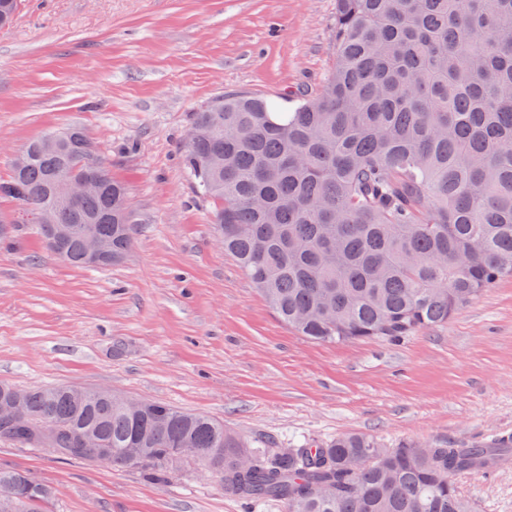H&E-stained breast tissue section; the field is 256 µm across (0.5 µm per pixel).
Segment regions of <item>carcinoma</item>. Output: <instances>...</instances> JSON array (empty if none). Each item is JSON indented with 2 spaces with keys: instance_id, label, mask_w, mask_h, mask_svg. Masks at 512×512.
I'll return each instance as SVG.
<instances>
[{
  "instance_id": "1",
  "label": "carcinoma",
  "mask_w": 512,
  "mask_h": 512,
  "mask_svg": "<svg viewBox=\"0 0 512 512\" xmlns=\"http://www.w3.org/2000/svg\"><path fill=\"white\" fill-rule=\"evenodd\" d=\"M336 63L320 93L290 112L229 94L194 113L184 165L213 201L220 245L269 307L322 344L399 341L448 324L512 277V0H336ZM98 155L79 129L48 134L15 158L0 194L21 224L44 211L71 226L66 261L87 268L85 228L132 243L127 192L109 165L74 206L57 176L90 174ZM31 417L0 439L160 480L210 466L224 493L282 512H470L453 477L512 457V437L478 451L446 441L387 448L363 434L290 448H251L224 423L158 402L79 403L54 386L27 396ZM145 448L139 460L126 449ZM184 448L210 454L185 459ZM48 512L51 487L0 469V499Z\"/></svg>"
}]
</instances>
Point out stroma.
Returning <instances> with one entry per match:
<instances>
[{
  "label": "stroma",
  "instance_id": "stroma-1",
  "mask_svg": "<svg viewBox=\"0 0 512 512\" xmlns=\"http://www.w3.org/2000/svg\"><path fill=\"white\" fill-rule=\"evenodd\" d=\"M335 26L336 0H22L0 27V182L31 140L78 127L126 184L135 222L105 268L53 257L31 224L0 241V383L104 387L263 448L512 436V277L397 342H311L217 243L182 165L194 112L224 94L289 110L318 93ZM1 467L53 487L51 512H244L193 464L159 485L0 441ZM455 483L472 512H512V468Z\"/></svg>",
  "mask_w": 512,
  "mask_h": 512
}]
</instances>
